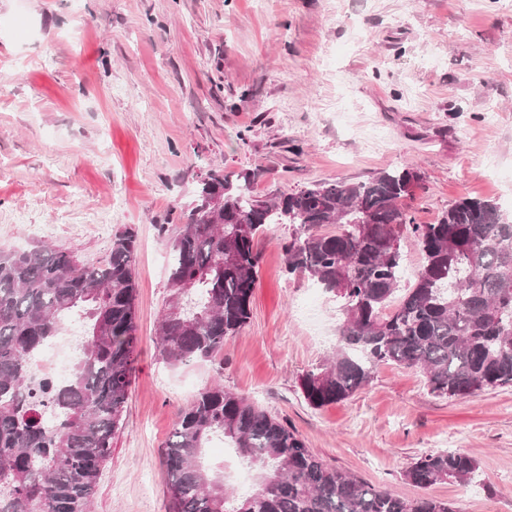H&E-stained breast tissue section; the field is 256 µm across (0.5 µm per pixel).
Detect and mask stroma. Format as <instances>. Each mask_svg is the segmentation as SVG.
Masks as SVG:
<instances>
[{
    "instance_id": "1",
    "label": "stroma",
    "mask_w": 512,
    "mask_h": 512,
    "mask_svg": "<svg viewBox=\"0 0 512 512\" xmlns=\"http://www.w3.org/2000/svg\"><path fill=\"white\" fill-rule=\"evenodd\" d=\"M406 166L422 177L417 223L465 196L512 211V0H0V247L96 265L115 233L138 238L137 361L92 512H168L162 451L217 379L287 419L327 466L405 499L512 512L511 387L439 398L384 365L348 399L305 400L299 379L333 353L340 311L288 276L292 225L259 237L253 315L220 356L160 354L169 237L200 178L250 172L263 197ZM441 449L477 459L472 482L404 480ZM203 461L234 495L254 491L256 470L222 440Z\"/></svg>"
}]
</instances>
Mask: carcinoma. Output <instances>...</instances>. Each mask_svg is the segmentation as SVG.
<instances>
[{
  "instance_id": "1",
  "label": "carcinoma",
  "mask_w": 512,
  "mask_h": 512,
  "mask_svg": "<svg viewBox=\"0 0 512 512\" xmlns=\"http://www.w3.org/2000/svg\"><path fill=\"white\" fill-rule=\"evenodd\" d=\"M210 172L186 223L171 238L160 322L163 360L214 359L250 321L270 224L295 231L285 268L340 304L332 356L300 378L322 407L349 398L381 365L419 371L440 398L512 386V215L463 197L434 224L415 222L412 168L367 181L339 180L255 197ZM423 260L408 287L401 241ZM137 235L116 233L108 258L87 264L68 249H0V512H89L112 441L124 427L137 348ZM86 320L73 369L62 381L30 380L31 361L65 322ZM214 437L260 470L237 499L201 463ZM163 464L169 512H457L431 496L404 499L325 465L279 417L216 380L177 414ZM475 457L441 450L417 457L409 484L468 483Z\"/></svg>"
}]
</instances>
